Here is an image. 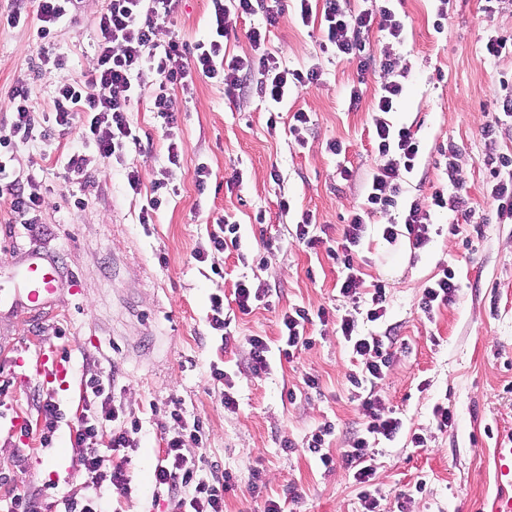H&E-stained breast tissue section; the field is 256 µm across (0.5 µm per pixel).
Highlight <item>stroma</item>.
I'll use <instances>...</instances> for the list:
<instances>
[{
  "label": "stroma",
  "mask_w": 512,
  "mask_h": 512,
  "mask_svg": "<svg viewBox=\"0 0 512 512\" xmlns=\"http://www.w3.org/2000/svg\"><path fill=\"white\" fill-rule=\"evenodd\" d=\"M106 0H80L62 22L55 42L67 59L65 75L79 81L95 63L92 39ZM324 0H310L308 22L296 15L294 0L272 27L268 48L291 69L319 67L317 85L292 93L281 104L261 98L254 85L235 97L222 84L197 79L193 90L170 92L177 120L161 126L153 112V88L142 87L128 120L145 152L129 150L123 163L89 154V178L79 185L64 179L55 158L42 156L36 144H17L8 154L15 176H35L42 185L38 222L24 230L0 197V289L37 252L56 264L60 276L51 307L36 313L19 303H0V382H8L0 411V487L24 492L38 507L60 502L63 489L49 488L44 474L50 448H64L73 483L83 475L81 459L70 450V432L81 415L84 384L100 369L114 367L122 401L143 422L140 446L128 471L132 492L123 512H179L176 502L156 497L153 472L163 442L154 415L170 400H182L200 416L207 442L190 449L193 458L238 474L236 492L226 495L224 512H262L266 499H284L288 512H361L358 490L343 466L324 469L307 441L323 424L334 433L325 450L341 457L360 428L358 401L347 381L364 362L339 335L335 323L309 328L311 346L289 360L271 353V371L256 378L239 373L250 352L249 336L277 340L281 314L299 305L343 310L339 292L343 273L324 246L311 248L295 236L303 212L316 217L315 234L326 244L341 241L349 214L363 205L379 159L374 123L411 128L422 147L418 167L401 181L400 205L428 206L434 189L448 181L449 148L462 172L467 208L432 211L438 228L423 249L413 251L406 237L389 244L383 237L388 218L367 220L355 264L363 291L376 281L387 289V313L364 322L362 334H392L393 362L378 391L403 423L399 437L375 445V483L382 512H484L496 490L492 454L512 439V222L499 220L482 165L486 153L512 154V125L501 112L500 78L512 79V54L488 56L489 35L512 36V0H498L495 14L486 0H450L443 33L433 27L432 0H395L404 17L403 43L370 30L374 62L366 75L343 56L321 53ZM174 29L187 45L205 39L210 28L209 0H176ZM396 60L404 91L395 109L375 110L384 79L385 58ZM25 80L33 101L48 106L52 76L38 71L30 30L0 24V120L11 107L18 80ZM358 102H351V91ZM282 113L269 128L270 111ZM310 117L306 145L288 130L287 116ZM493 136H485L486 128ZM341 142L344 156L327 145ZM183 149L181 162L167 164V146ZM207 164L206 191H198L194 172ZM352 175L341 179L337 166ZM137 168L143 188L167 170L175 189L168 202L142 226L143 196L126 181ZM289 210H282L281 200ZM264 212L265 223L254 221ZM231 216L241 226L242 265L236 253L213 252L207 262L193 258L206 243L217 218ZM221 268L222 276L212 275ZM449 270L458 291L454 301L425 317L422 291ZM273 288L270 303L250 314L229 317L228 332L237 341L223 347L209 326L210 297L231 295L240 279ZM66 356L71 387L56 391L62 418L50 447L38 436L24 437L16 418L37 421L45 381L37 376V356ZM221 363L232 377L235 411L221 403V385L210 376ZM317 388H308L307 375ZM448 407L452 421L438 429L435 406ZM426 439L412 442L413 434ZM257 490H250V483ZM411 503H404V496Z\"/></svg>",
  "instance_id": "1"
}]
</instances>
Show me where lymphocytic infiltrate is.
<instances>
[{
  "label": "lymphocytic infiltrate",
  "mask_w": 512,
  "mask_h": 512,
  "mask_svg": "<svg viewBox=\"0 0 512 512\" xmlns=\"http://www.w3.org/2000/svg\"><path fill=\"white\" fill-rule=\"evenodd\" d=\"M210 31L206 39L187 46L178 35L158 42V31L166 29L174 12V0H107L100 15L94 46L97 62L83 81L74 82L64 76L65 57L55 50V28L76 8L78 0H39L36 16H29L24 0H14L6 16L9 26L25 21L34 23V40L42 74L55 78L50 118L36 121V108L30 100L25 82H18L12 91V117L0 124V194L11 197V209L18 216L35 223L41 204L39 187L34 181L13 178L2 154L17 143L40 141L52 148L56 128L77 129L86 148L99 157L123 161L130 148L140 146L141 138L128 121L127 114L145 76H153L154 110L164 122L172 124L170 87L190 91L197 78L216 80L225 95L240 90L245 76L256 75L258 94L279 104L289 94L319 81L317 68L301 71L289 69L266 46L271 26L278 23L285 9L283 0H210ZM262 15L263 23L251 27L247 39L251 54L229 57L224 53L228 34L226 20L230 14ZM378 28L386 37L401 40L405 21L392 7V0H366L360 11H352L348 0H325L323 10L324 38L322 52L345 55L367 70L371 56L364 34ZM376 151L380 163L372 176L363 208L353 212L344 229L341 246H327L326 252L340 265L344 277L339 292L343 297L359 301L361 279L355 266V249L366 229V219L374 214H391L398 209L403 174L412 173L419 160L420 144L407 127H394L379 120L375 123ZM483 164L492 179L491 196L497 204V215L512 219V155L486 154ZM404 232L387 226L383 236L396 242L406 234L412 249L425 247L430 241V213L418 204L403 209ZM329 312H317L298 306L282 316V334L277 343L261 336L248 337L249 358L245 369L253 376L270 370L268 355L277 351L280 357L292 358L298 349L309 347L307 326L313 321L327 322ZM356 315L340 316L338 328L356 355L365 357L361 370L349 372L348 381L354 387L363 417V426L353 437L340 463L351 470L358 485L359 499L365 512H376L379 505L374 486L376 459L370 455L371 442L395 440L402 430L399 418L387 413L384 400L376 393L378 380L383 379L392 362V354L382 337L366 336L358 330ZM89 393L84 400L83 415L70 435V442L81 456L84 480L79 490L63 497V512H112L109 501L103 500L102 488H111L117 497L127 496L131 479L124 463L103 469L106 453L128 452L138 448L141 429L138 418L129 417L118 395V376L107 369L86 382ZM166 422L175 423V430L165 432L164 446L158 452L154 469L156 492L176 495L180 512H224V494L233 489L238 478L232 472H203L198 461L188 458L187 448L203 445L207 440L206 426L200 417L187 414L181 401H170L165 412ZM332 433L325 426L315 431L308 447L317 453L325 469L337 461L324 452L326 439Z\"/></svg>",
  "instance_id": "1"
}]
</instances>
